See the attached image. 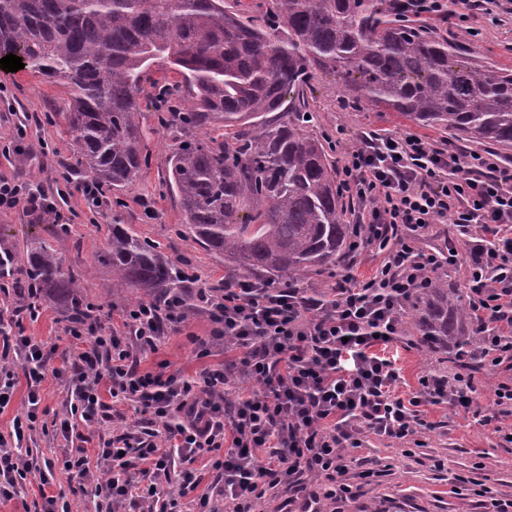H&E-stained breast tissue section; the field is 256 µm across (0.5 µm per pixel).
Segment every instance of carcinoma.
I'll return each mask as SVG.
<instances>
[{
  "mask_svg": "<svg viewBox=\"0 0 512 512\" xmlns=\"http://www.w3.org/2000/svg\"><path fill=\"white\" fill-rule=\"evenodd\" d=\"M258 25L224 0H0V58L70 91L61 113L73 168L105 189L129 188L146 165L139 96L144 74L167 62L189 106L165 117L173 141L168 185L182 224L224 260L230 278L264 274L284 288L329 273L352 225L322 140L308 129L304 86L338 78L343 96L423 127L512 151V71L440 36L386 0H272ZM293 93L300 106L281 111ZM99 261L112 287L156 303L182 287L181 270L127 224L109 227ZM25 276L34 306L53 301L66 319L94 318L84 272L45 241L30 246ZM409 324L428 353L458 364L475 341L471 306L446 282L416 290Z\"/></svg>",
  "mask_w": 512,
  "mask_h": 512,
  "instance_id": "1",
  "label": "carcinoma"
}]
</instances>
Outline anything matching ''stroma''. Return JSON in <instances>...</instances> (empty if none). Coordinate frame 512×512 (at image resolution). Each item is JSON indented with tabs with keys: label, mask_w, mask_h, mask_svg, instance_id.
Segmentation results:
<instances>
[{
	"label": "stroma",
	"mask_w": 512,
	"mask_h": 512,
	"mask_svg": "<svg viewBox=\"0 0 512 512\" xmlns=\"http://www.w3.org/2000/svg\"><path fill=\"white\" fill-rule=\"evenodd\" d=\"M441 35L480 51L484 60L512 70V0H499L491 13H474L467 20H434ZM176 82L175 72H163L151 66L144 83L140 104L144 121L151 128L147 145V165L138 184L129 188L106 191L98 207L86 204L77 189L80 175L64 181L66 166L73 161L74 147L63 132L60 117L69 104V90L60 83L47 81L41 75L21 69L0 70V141L10 139L17 124L27 126L25 155H1L0 176L18 177L35 182L57 203L60 224H52L31 214L24 207L0 213V242L13 246L15 266H22L21 254L26 246L49 242L57 257L65 264L91 268L85 292L97 307V323L87 331L99 335L101 329L121 328L122 313L134 298L132 292L112 286L111 268L99 264L98 254L107 246L108 227L128 224L141 237L158 245L179 267L195 273L198 286L223 287L226 271L223 261L205 251L188 237L181 219L177 195L166 189L167 161L171 141L158 120L161 107L156 99L155 82ZM309 110L314 115L312 131L330 148L333 160H340L344 148L359 143L362 136L376 131L416 133L433 147L470 150L468 142L433 129L417 128L412 122L393 112L378 113L357 107L339 93L333 77L317 75L304 90ZM459 245L456 265L436 270L438 278L449 287L466 291L467 245L461 244L454 224L433 226L421 242L422 249L446 251L449 242ZM383 261L376 250H367L346 267L332 273L312 274L302 288L310 294H327L343 282L346 275L363 281L373 276ZM22 300L14 292L0 291V325L6 329L21 328L24 335L53 347L49 374L41 385V402L37 428L22 443V454L32 472L21 480L20 494L0 503V512H24L26 503L40 493L64 494L68 512H105L106 505L95 495L94 484L62 466L76 445L57 430L55 423L70 412L74 397L67 378L55 377L64 368L62 353L70 346L65 332L67 323L53 302H42L36 316L15 319L13 310ZM212 324L205 310L192 307L180 332L171 335L157 353L141 358L143 369L166 368L170 373L195 374L200 368L223 361L222 349L212 356H197V340L209 339ZM388 351L396 359L399 381L396 392L410 397L421 376L436 373L440 365L434 356L413 344L411 334H403L390 344ZM512 379V369L499 367L480 369L474 376L478 389V412L467 414L442 403L427 405L422 415L428 429L402 441L366 435L363 445L350 454L367 460L379 470V477L360 484L358 497L344 505V512H481L476 485H483L489 497L512 498V443L501 439L495 431L496 406L494 391L500 382Z\"/></svg>",
	"instance_id": "obj_1"
}]
</instances>
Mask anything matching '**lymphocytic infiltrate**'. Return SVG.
Listing matches in <instances>:
<instances>
[{"label": "lymphocytic infiltrate", "mask_w": 512, "mask_h": 512, "mask_svg": "<svg viewBox=\"0 0 512 512\" xmlns=\"http://www.w3.org/2000/svg\"><path fill=\"white\" fill-rule=\"evenodd\" d=\"M337 175L341 193L364 206L351 253L374 245L386 252L369 281L329 298L247 280L218 296L198 289L212 335L232 359L193 377L146 371L139 361L185 322L181 293L158 307L127 310L126 334L113 330L89 349L72 348L67 371L84 422L108 421L110 396L139 404L144 415V432L113 435L97 451L112 467L95 485L110 512H177L189 494L193 512H257L277 498L296 512H322L323 505L355 498L347 452L361 447L365 434L401 440L423 426V406L471 408L472 385L435 374L423 376L411 397L396 395L399 371L378 352L397 340L402 312L427 273L457 262L455 254L421 250L433 225L480 226L469 250L471 305L481 333L475 355L496 367L512 354V165L477 151L437 149L415 134L372 133L344 152ZM20 206L59 215L31 182L0 177V212ZM13 350L21 369L0 368V410L20 375L27 410L14 418L9 437L0 436V501L17 495L28 471L17 450L35 428L47 368L44 344L31 337L15 336ZM237 372L262 383L263 392L225 395ZM202 459L216 474L204 489L195 468ZM135 466L150 477L148 486L127 476ZM174 467L182 473L175 493L161 484Z\"/></svg>", "instance_id": "lymphocytic-infiltrate-1"}]
</instances>
